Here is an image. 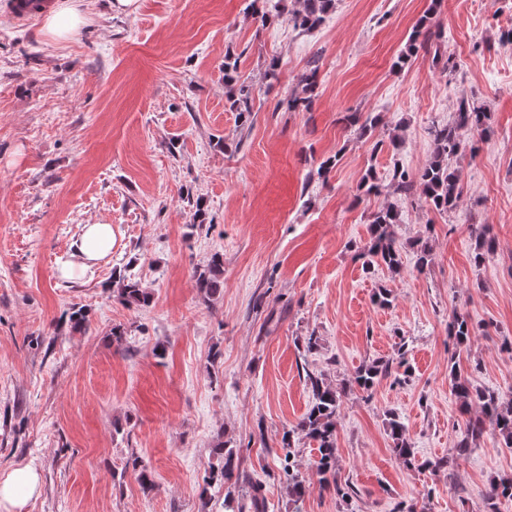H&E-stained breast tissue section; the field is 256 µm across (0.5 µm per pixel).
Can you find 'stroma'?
<instances>
[{
    "label": "stroma",
    "instance_id": "stroma-1",
    "mask_svg": "<svg viewBox=\"0 0 512 512\" xmlns=\"http://www.w3.org/2000/svg\"><path fill=\"white\" fill-rule=\"evenodd\" d=\"M11 2L0 0V475L37 470L23 512H224L255 482L269 512H484L492 480L512 478V450L488 432L456 456L477 411L462 409L448 370L459 362L512 399V44L500 38L512 0H336L309 31L285 15L254 21L248 0H136L131 13L91 0L90 21L63 42L42 17L14 20ZM431 9L440 37L398 67ZM228 52L251 92L245 122L225 107ZM313 60L311 111H284ZM463 99L489 112L493 133L449 162L459 205L443 214L399 198L393 168L428 164L429 127L454 122ZM354 112L380 123L360 133L346 121ZM370 169L380 193L362 182ZM193 199L208 223L194 224ZM390 203L401 213L395 277L364 272L359 257L372 214ZM94 223L111 225V254L62 282L60 263ZM484 225L496 246L477 265ZM419 239L434 253L423 271ZM216 253L224 284L207 303L192 273ZM125 265L148 306L113 297ZM381 287L392 291L385 307L373 302ZM75 304L88 311L79 332L59 321ZM457 313L473 326L461 350L448 336ZM379 359L390 375L360 389L357 370ZM308 370L344 392L337 484L320 486L317 452L301 442L309 489L296 502L280 439L307 410ZM391 411L425 469L397 459ZM220 443L241 476L206 490Z\"/></svg>",
    "mask_w": 512,
    "mask_h": 512
}]
</instances>
